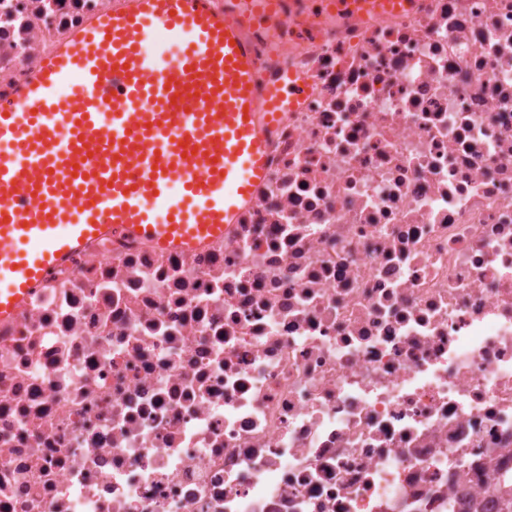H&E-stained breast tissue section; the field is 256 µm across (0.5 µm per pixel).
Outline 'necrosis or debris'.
<instances>
[{
	"mask_svg": "<svg viewBox=\"0 0 512 512\" xmlns=\"http://www.w3.org/2000/svg\"><path fill=\"white\" fill-rule=\"evenodd\" d=\"M125 0H0V94ZM304 97L223 240L99 239L0 322V512H503L512 0H252Z\"/></svg>",
	"mask_w": 512,
	"mask_h": 512,
	"instance_id": "necrosis-or-debris-1",
	"label": "necrosis or debris"
}]
</instances>
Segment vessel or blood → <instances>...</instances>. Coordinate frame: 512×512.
Wrapping results in <instances>:
<instances>
[{
    "label": "vessel or blood",
    "instance_id": "1",
    "mask_svg": "<svg viewBox=\"0 0 512 512\" xmlns=\"http://www.w3.org/2000/svg\"><path fill=\"white\" fill-rule=\"evenodd\" d=\"M237 24L210 0H129L0 97V321L88 241L161 251L223 239L265 177L297 77L257 98Z\"/></svg>",
    "mask_w": 512,
    "mask_h": 512
}]
</instances>
